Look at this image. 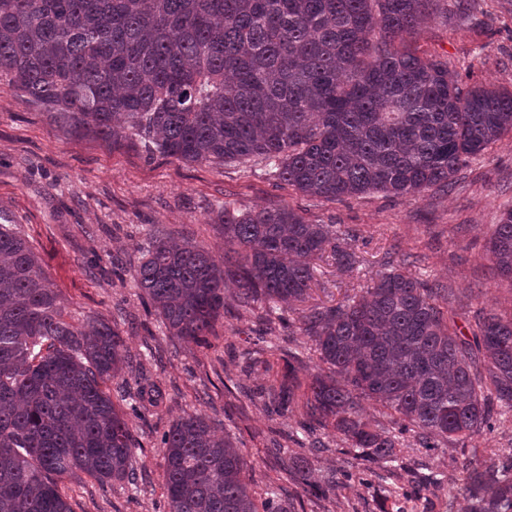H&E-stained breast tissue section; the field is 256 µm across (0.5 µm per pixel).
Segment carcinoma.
<instances>
[{"label": "carcinoma", "mask_w": 512, "mask_h": 512, "mask_svg": "<svg viewBox=\"0 0 512 512\" xmlns=\"http://www.w3.org/2000/svg\"><path fill=\"white\" fill-rule=\"evenodd\" d=\"M475 0H0V80L73 138H124L150 157L261 165L293 189L331 201L453 189L459 170L512 133V91L464 83L448 58L407 41L433 16L480 23ZM224 254L156 229L135 270L145 304L174 339L206 343L226 299L265 309L288 342L300 325L326 372L308 382L279 369L268 330L248 359L269 375L259 397L332 428L368 468L402 469L398 435L421 447L463 442L512 412V312L478 314L466 336L448 318V289L416 277L411 255L385 257L360 293L312 306L316 261L357 263L354 234L288 206L224 205ZM512 282V208L489 242ZM109 321L75 322L20 224H0V512H73L60 483L87 476L136 485L135 444L108 383L132 368ZM369 398L398 429L374 428ZM162 392H128L135 415ZM163 512H294L259 498L247 461L189 414L159 438ZM315 498L309 462H280ZM469 512H512V455L458 478Z\"/></svg>", "instance_id": "1"}]
</instances>
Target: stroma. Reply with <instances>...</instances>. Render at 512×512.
<instances>
[{
  "instance_id": "1",
  "label": "stroma",
  "mask_w": 512,
  "mask_h": 512,
  "mask_svg": "<svg viewBox=\"0 0 512 512\" xmlns=\"http://www.w3.org/2000/svg\"><path fill=\"white\" fill-rule=\"evenodd\" d=\"M483 7L492 14L487 24L456 33L432 20L419 45L446 54L469 84L512 91V0H484ZM456 179L448 194L326 201L235 164H187L147 157L125 140L67 138L0 81V212L23 225L67 312L79 321L102 316L116 322L139 361L136 378L157 383L164 396L161 407L128 418L143 484L64 482L73 512H162L164 461L156 437L193 412L206 415L241 449L245 481L258 490L276 488L281 500L297 503L305 495L269 451L275 433L288 435L290 454L310 456L313 482L348 467L339 434L321 429L308 436L297 413L273 414L259 398L268 377L248 365L244 352L262 326L261 309L227 303L207 348L170 339L160 320L147 314L133 275L150 227L191 235L220 251L224 239L211 218L223 204L289 206L312 222L359 232L352 271L339 272L327 257L317 261L313 303L329 306L370 284L385 252L395 247L417 255V277L447 288L448 314L467 334L476 312L512 308V283L497 276L489 252L492 226L512 206V134ZM315 439L325 452L309 454ZM399 448L407 473L398 476L388 464L374 463L365 479H343L306 512H468L457 479L468 464L487 467L512 453V424L501 422L466 443L443 442L431 451L407 433Z\"/></svg>"
}]
</instances>
